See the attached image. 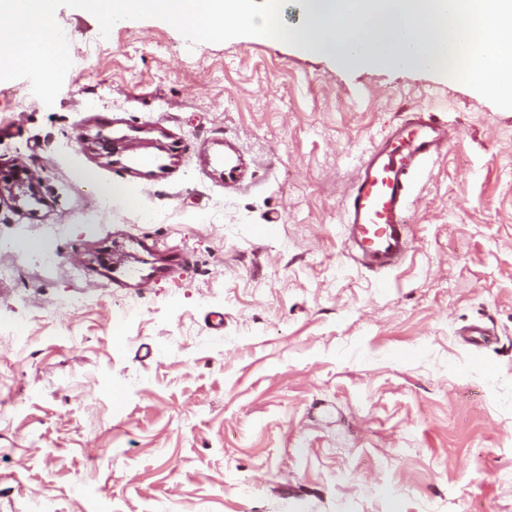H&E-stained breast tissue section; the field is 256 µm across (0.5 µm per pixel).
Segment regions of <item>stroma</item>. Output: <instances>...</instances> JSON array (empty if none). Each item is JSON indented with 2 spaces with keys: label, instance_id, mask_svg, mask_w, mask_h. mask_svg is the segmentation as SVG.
Segmentation results:
<instances>
[{
  "label": "stroma",
  "instance_id": "35a3bbf8",
  "mask_svg": "<svg viewBox=\"0 0 512 512\" xmlns=\"http://www.w3.org/2000/svg\"><path fill=\"white\" fill-rule=\"evenodd\" d=\"M56 20L54 104L0 81V174L32 175L0 193V512H512V109L431 69ZM417 106L460 135L381 289L341 202ZM477 321L498 344L460 342Z\"/></svg>",
  "mask_w": 512,
  "mask_h": 512
}]
</instances>
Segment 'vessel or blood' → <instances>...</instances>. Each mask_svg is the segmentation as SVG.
I'll list each match as a JSON object with an SVG mask.
<instances>
[{"label":"vessel or blood","instance_id":"b4317fda","mask_svg":"<svg viewBox=\"0 0 512 512\" xmlns=\"http://www.w3.org/2000/svg\"><path fill=\"white\" fill-rule=\"evenodd\" d=\"M451 138L447 124L416 108L365 152L342 203L341 221L344 248L361 268L384 273L412 251L409 210L414 180L447 150ZM460 337L475 347L497 339L480 323L464 328Z\"/></svg>","mask_w":512,"mask_h":512}]
</instances>
